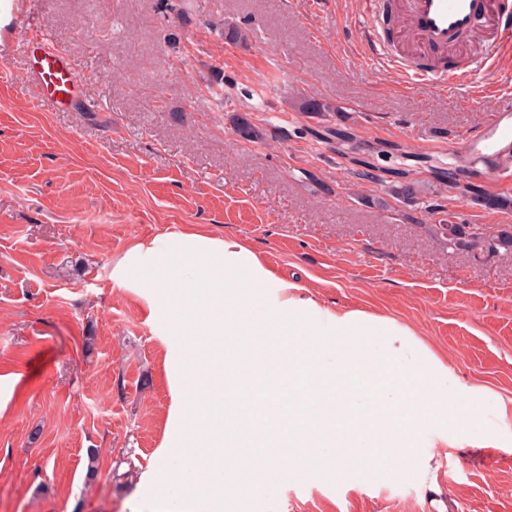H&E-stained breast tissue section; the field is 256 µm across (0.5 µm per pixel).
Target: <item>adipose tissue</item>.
<instances>
[{
	"mask_svg": "<svg viewBox=\"0 0 512 512\" xmlns=\"http://www.w3.org/2000/svg\"><path fill=\"white\" fill-rule=\"evenodd\" d=\"M111 278L146 301L175 375L194 376L173 386L165 445L196 449L213 485L228 482L220 448L251 449L266 492L288 462L331 482L356 456L366 481L440 444L512 443V425L487 426V396L409 326L323 305L240 238L189 224L136 242Z\"/></svg>",
	"mask_w": 512,
	"mask_h": 512,
	"instance_id": "1",
	"label": "adipose tissue"
}]
</instances>
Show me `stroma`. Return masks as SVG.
<instances>
[{
    "mask_svg": "<svg viewBox=\"0 0 512 512\" xmlns=\"http://www.w3.org/2000/svg\"><path fill=\"white\" fill-rule=\"evenodd\" d=\"M363 22L360 0H35L82 90L39 103L24 43L0 50V376L17 379L0 389V512H178L199 494L197 471L153 478L174 454L168 339L109 278L135 242L186 224L243 239L331 308L410 326L487 391L491 423L512 415V252L450 246L422 207L445 193L426 158L447 160L512 87V44L503 76L408 86L370 60ZM304 95L366 144L399 145L375 164L419 182L415 222L361 204L383 182L312 137ZM239 112L264 140L235 135ZM224 512H512V447L440 446L366 483L287 467L247 507L225 495Z\"/></svg>",
    "mask_w": 512,
    "mask_h": 512,
    "instance_id": "1",
    "label": "stroma"
}]
</instances>
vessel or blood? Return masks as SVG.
Listing matches in <instances>:
<instances>
[{
	"instance_id": "obj_1",
	"label": "vessel or blood",
	"mask_w": 512,
	"mask_h": 512,
	"mask_svg": "<svg viewBox=\"0 0 512 512\" xmlns=\"http://www.w3.org/2000/svg\"><path fill=\"white\" fill-rule=\"evenodd\" d=\"M362 39L370 53L403 83H441L457 74L455 50L475 21L491 25L494 36L469 57V72L490 68L492 49L512 40V11L496 8L494 0H410L400 17L384 19L381 0H361ZM11 33L36 45L41 61L31 75L52 86L58 102L74 98L79 77L69 60L44 33L29 24V0H9ZM485 149L501 152L512 145V96L503 95L488 130L479 138Z\"/></svg>"
}]
</instances>
